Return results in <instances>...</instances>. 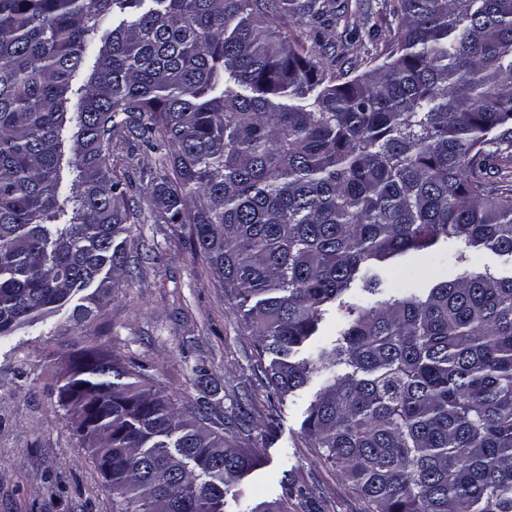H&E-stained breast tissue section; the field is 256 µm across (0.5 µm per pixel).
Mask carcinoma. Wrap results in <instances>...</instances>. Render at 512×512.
I'll return each instance as SVG.
<instances>
[{"label": "carcinoma", "instance_id": "carcinoma-1", "mask_svg": "<svg viewBox=\"0 0 512 512\" xmlns=\"http://www.w3.org/2000/svg\"><path fill=\"white\" fill-rule=\"evenodd\" d=\"M384 6L394 39L351 76L290 34L332 0H0V340L77 293L70 320L99 314L145 221L112 141L171 146L140 172L152 223L248 306L274 394L325 375L306 434L368 512H512V275L461 253L421 294L346 300L441 238L512 257V185L484 176L512 162V0ZM142 379L95 346L60 373L112 512H210L250 457ZM337 325L334 318L320 325L319 330L314 336H311L299 349L295 359L301 360L309 357L311 349L318 345H324L334 338L336 334Z\"/></svg>", "mask_w": 512, "mask_h": 512}]
</instances>
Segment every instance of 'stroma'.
I'll return each instance as SVG.
<instances>
[{
    "instance_id": "obj_1",
    "label": "stroma",
    "mask_w": 512,
    "mask_h": 512,
    "mask_svg": "<svg viewBox=\"0 0 512 512\" xmlns=\"http://www.w3.org/2000/svg\"><path fill=\"white\" fill-rule=\"evenodd\" d=\"M382 5L353 0L347 16L324 29L320 52L336 69L384 52L390 32ZM125 247L137 267L118 279L93 321L77 327L60 314L0 342V512H112V496L58 404L63 339L112 350L177 403L206 401L216 429L251 457L248 474L224 498V512L272 501L285 502L288 512H367L306 435L321 377L284 397L270 393L237 301L196 255L188 228L136 224ZM462 251L470 269L512 274V258L442 239L381 267L379 298L454 279Z\"/></svg>"
}]
</instances>
